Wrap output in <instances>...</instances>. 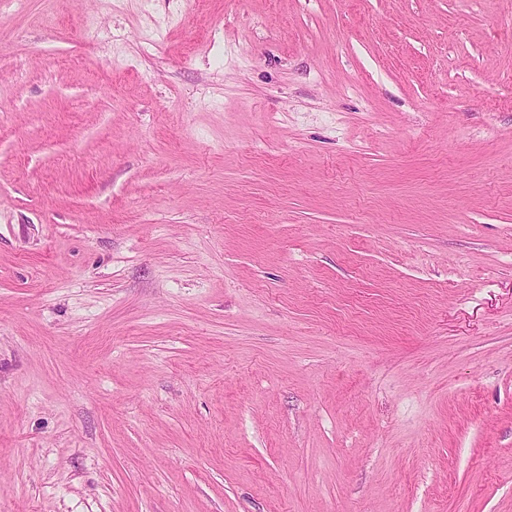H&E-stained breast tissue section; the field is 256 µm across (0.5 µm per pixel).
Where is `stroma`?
<instances>
[{
    "label": "stroma",
    "instance_id": "1",
    "mask_svg": "<svg viewBox=\"0 0 512 512\" xmlns=\"http://www.w3.org/2000/svg\"><path fill=\"white\" fill-rule=\"evenodd\" d=\"M0 512H512V0H0Z\"/></svg>",
    "mask_w": 512,
    "mask_h": 512
}]
</instances>
